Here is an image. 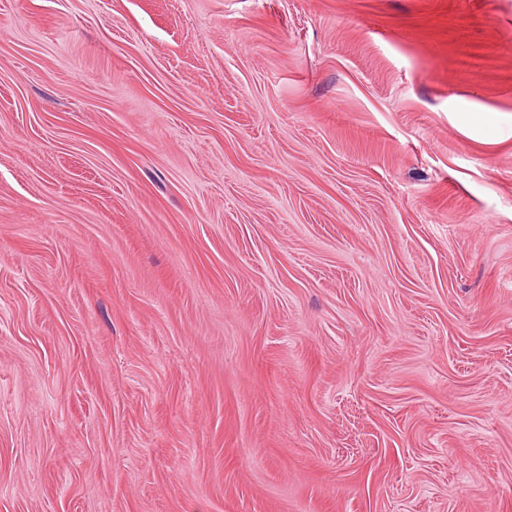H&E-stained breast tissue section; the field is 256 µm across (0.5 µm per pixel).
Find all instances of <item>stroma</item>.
I'll return each mask as SVG.
<instances>
[{
    "instance_id": "35a3bbf8",
    "label": "stroma",
    "mask_w": 512,
    "mask_h": 512,
    "mask_svg": "<svg viewBox=\"0 0 512 512\" xmlns=\"http://www.w3.org/2000/svg\"><path fill=\"white\" fill-rule=\"evenodd\" d=\"M0 512H512V0H0Z\"/></svg>"
}]
</instances>
